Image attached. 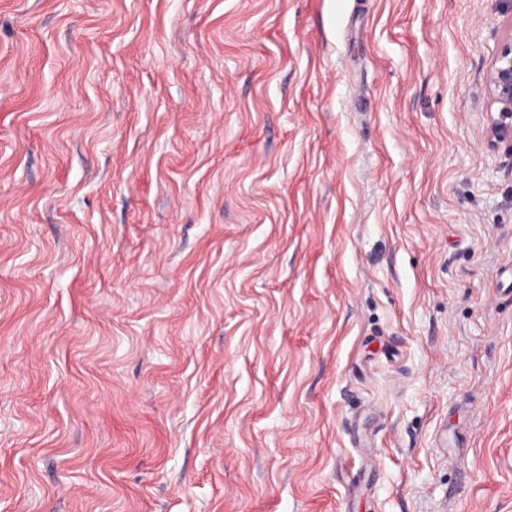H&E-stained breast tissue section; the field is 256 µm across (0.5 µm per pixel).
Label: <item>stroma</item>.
Instances as JSON below:
<instances>
[{
  "label": "stroma",
  "instance_id": "stroma-1",
  "mask_svg": "<svg viewBox=\"0 0 512 512\" xmlns=\"http://www.w3.org/2000/svg\"><path fill=\"white\" fill-rule=\"evenodd\" d=\"M494 0H0V512H512Z\"/></svg>",
  "mask_w": 512,
  "mask_h": 512
}]
</instances>
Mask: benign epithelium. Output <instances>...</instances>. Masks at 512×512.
<instances>
[{
	"label": "benign epithelium",
	"mask_w": 512,
	"mask_h": 512,
	"mask_svg": "<svg viewBox=\"0 0 512 512\" xmlns=\"http://www.w3.org/2000/svg\"><path fill=\"white\" fill-rule=\"evenodd\" d=\"M490 105L496 117L487 130V142L497 148L504 144L512 155V36L503 42L488 75Z\"/></svg>",
	"instance_id": "obj_1"
}]
</instances>
